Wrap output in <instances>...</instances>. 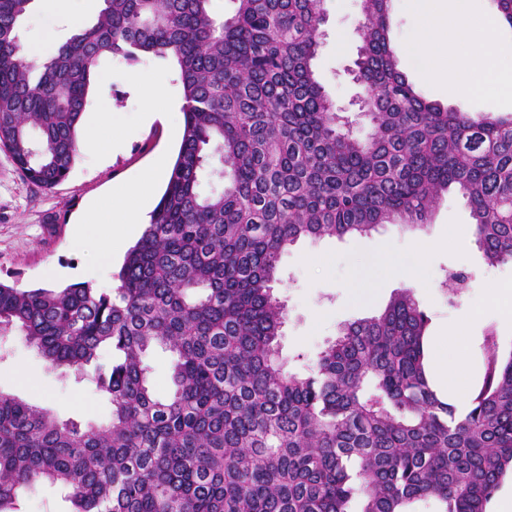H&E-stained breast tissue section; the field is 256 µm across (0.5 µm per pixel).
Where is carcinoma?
Segmentation results:
<instances>
[{
	"label": "carcinoma",
	"instance_id": "obj_1",
	"mask_svg": "<svg viewBox=\"0 0 512 512\" xmlns=\"http://www.w3.org/2000/svg\"><path fill=\"white\" fill-rule=\"evenodd\" d=\"M213 2L103 0L37 66L19 53L31 0H0V150L36 186L79 156L100 58H170L184 97L176 161L117 286L0 282V337L21 334L112 406L92 425L0 392V512H22L20 490L40 481L70 512H414L429 499L487 512L512 470V352L485 337L457 411L428 377V316L401 289L290 372L274 287L297 241L419 228L451 187L487 263L512 262V112L425 98L390 48L392 0H361L360 139L314 70L324 0H231L228 16ZM154 346L173 357L164 397L145 364Z\"/></svg>",
	"mask_w": 512,
	"mask_h": 512
}]
</instances>
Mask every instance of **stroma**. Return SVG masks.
Listing matches in <instances>:
<instances>
[{"label":"stroma","mask_w":512,"mask_h":512,"mask_svg":"<svg viewBox=\"0 0 512 512\" xmlns=\"http://www.w3.org/2000/svg\"><path fill=\"white\" fill-rule=\"evenodd\" d=\"M324 43L315 63L316 75L336 106L345 110L359 136L371 130L359 113L365 94L352 69L361 46V0H324ZM422 15L415 0H394L390 17L392 46L409 80L429 99L465 112H512V92L486 87L466 96L454 82L426 76L416 50ZM71 32L69 20H47L31 12L20 28L21 46L40 45L41 59L52 57ZM142 80L164 78L167 90L182 97L183 89L171 60L149 54L129 61L102 58L97 80L82 116L80 138L113 139L105 153L82 151L69 176L50 190L27 181L0 151V282L21 288H49L88 282L102 275L99 244L112 230L108 197L117 185L132 181L157 158L175 161L184 121L160 115L144 122L142 102L132 86V73ZM113 114L110 127L92 125L96 109ZM97 209L98 222L81 245H74L76 218ZM276 292L285 302L287 319L280 338L282 357L290 371L305 373L328 342L347 322L380 314L396 291L411 289L429 318L426 356H433L451 325L467 327L471 341L466 366L469 384L483 373V341L495 335L502 353L512 352V319L496 305L485 304L487 292L512 286V263L490 266L479 251L470 210L457 189L442 195L427 226L408 231L389 224L366 237L303 239L282 255ZM467 272L468 288H453L448 275ZM0 391L51 410L62 419L107 422L111 404L86 381L62 376L20 335L0 340Z\"/></svg>","instance_id":"35a3bbf8"}]
</instances>
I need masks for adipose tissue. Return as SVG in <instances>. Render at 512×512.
<instances>
[{
	"instance_id": "ef3b65f1",
	"label": "adipose tissue",
	"mask_w": 512,
	"mask_h": 512,
	"mask_svg": "<svg viewBox=\"0 0 512 512\" xmlns=\"http://www.w3.org/2000/svg\"><path fill=\"white\" fill-rule=\"evenodd\" d=\"M501 25L499 14H471L468 0H443L441 9L423 28L417 45L418 52L428 60L427 73L438 76L445 66L466 70L468 80L464 90L468 93L492 79L511 90L512 71L502 70L501 65L512 60V46L497 38ZM164 171V162H157L142 178L113 191L112 236L103 244L104 262H111L140 224L152 188ZM468 358V338L462 327L449 337L447 349L438 350L436 355L437 373L447 389L448 399L459 407L463 406L467 393L460 368L467 364Z\"/></svg>"
}]
</instances>
